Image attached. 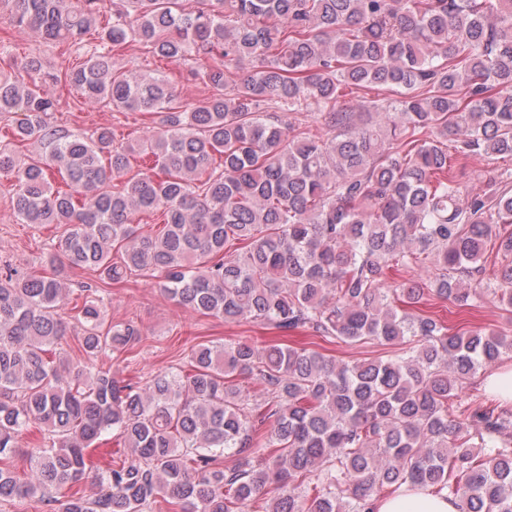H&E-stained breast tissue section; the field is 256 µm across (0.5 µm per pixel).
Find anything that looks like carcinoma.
I'll return each mask as SVG.
<instances>
[{
    "instance_id": "cac0c4a2",
    "label": "carcinoma",
    "mask_w": 512,
    "mask_h": 512,
    "mask_svg": "<svg viewBox=\"0 0 512 512\" xmlns=\"http://www.w3.org/2000/svg\"><path fill=\"white\" fill-rule=\"evenodd\" d=\"M8 2L19 29L87 59L48 68L0 36V60L21 73L0 75V122L17 146L39 147L25 158L0 147V176L20 223L63 228L43 271L0 265V501L246 512L266 492L265 512H373L381 491L411 484L447 492L460 512H512V413L451 412L479 368L512 353V337L451 333L401 307L434 296L469 308L489 296L512 316V264L494 285L484 265L492 241L512 256V173L465 193L452 164L512 157V0ZM133 43L189 66L210 95L186 103L163 76L118 71L114 53ZM245 66L243 81L228 80ZM58 86L159 122L124 146L109 127L64 130L48 121ZM349 88L391 97L357 110ZM311 109L325 133L281 116ZM56 173L67 189L53 188ZM158 210L163 230L141 232V216ZM83 268L109 286L139 272L226 322L404 349L336 362L240 338L194 346L186 374L126 383L92 361L119 359L140 329L106 322L105 289L74 293L67 271ZM69 299L81 326L75 363L55 357ZM240 375L271 400L250 402ZM34 429L40 437L22 446ZM111 433L130 457L101 469L86 494L89 449ZM260 446L273 449L265 462ZM15 457L23 478L6 464Z\"/></svg>"
}]
</instances>
